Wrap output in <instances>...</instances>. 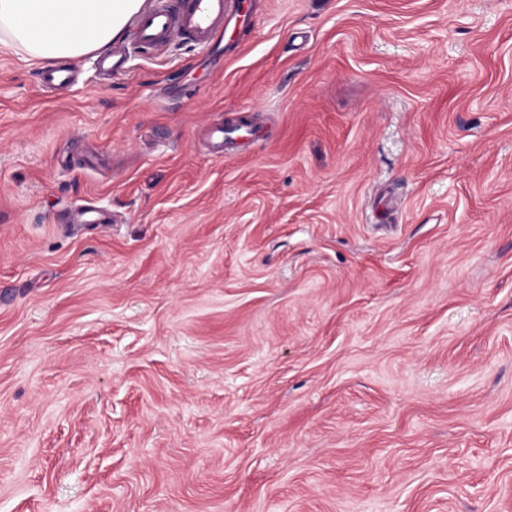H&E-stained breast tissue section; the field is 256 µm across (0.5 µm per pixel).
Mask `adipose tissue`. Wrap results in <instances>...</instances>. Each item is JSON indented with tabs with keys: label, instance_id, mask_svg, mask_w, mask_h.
<instances>
[{
	"label": "adipose tissue",
	"instance_id": "adipose-tissue-1",
	"mask_svg": "<svg viewBox=\"0 0 512 512\" xmlns=\"http://www.w3.org/2000/svg\"><path fill=\"white\" fill-rule=\"evenodd\" d=\"M142 0H0V43L56 65L106 49Z\"/></svg>",
	"mask_w": 512,
	"mask_h": 512
}]
</instances>
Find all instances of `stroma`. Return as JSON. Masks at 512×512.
<instances>
[{
	"label": "stroma",
	"instance_id": "stroma-1",
	"mask_svg": "<svg viewBox=\"0 0 512 512\" xmlns=\"http://www.w3.org/2000/svg\"><path fill=\"white\" fill-rule=\"evenodd\" d=\"M246 8L0 44V512H512V0ZM78 78L75 66L48 69L43 73V82L47 87H68Z\"/></svg>",
	"mask_w": 512,
	"mask_h": 512
}]
</instances>
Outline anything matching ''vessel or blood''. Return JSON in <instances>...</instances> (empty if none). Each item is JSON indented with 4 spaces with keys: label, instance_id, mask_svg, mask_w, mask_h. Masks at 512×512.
<instances>
[{
    "label": "vessel or blood",
    "instance_id": "b4317fda",
    "mask_svg": "<svg viewBox=\"0 0 512 512\" xmlns=\"http://www.w3.org/2000/svg\"><path fill=\"white\" fill-rule=\"evenodd\" d=\"M244 0H149L128 20L132 29L128 43L113 47L101 60L109 75L123 73L134 51H158L181 41L212 52L221 48L230 21L244 18ZM78 78L76 67L46 70L49 87H68Z\"/></svg>",
    "mask_w": 512,
    "mask_h": 512
}]
</instances>
